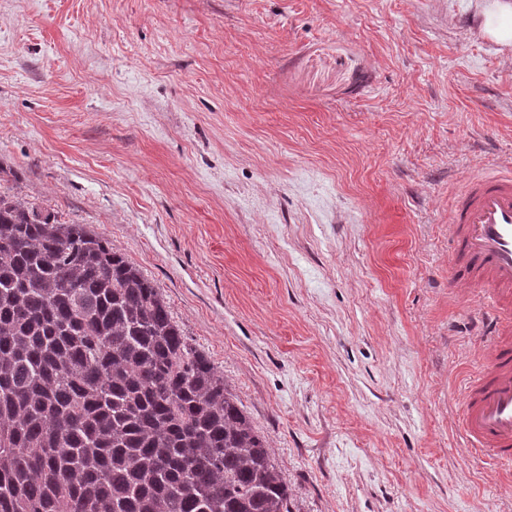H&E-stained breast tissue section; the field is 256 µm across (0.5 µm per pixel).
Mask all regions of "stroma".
Returning a JSON list of instances; mask_svg holds the SVG:
<instances>
[{
  "label": "stroma",
  "mask_w": 512,
  "mask_h": 512,
  "mask_svg": "<svg viewBox=\"0 0 512 512\" xmlns=\"http://www.w3.org/2000/svg\"><path fill=\"white\" fill-rule=\"evenodd\" d=\"M483 0H0V192L160 289L291 512H512L458 435L465 180L512 169Z\"/></svg>",
  "instance_id": "stroma-1"
}]
</instances>
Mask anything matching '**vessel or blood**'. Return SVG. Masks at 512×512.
<instances>
[{
    "instance_id": "1",
    "label": "vessel or blood",
    "mask_w": 512,
    "mask_h": 512,
    "mask_svg": "<svg viewBox=\"0 0 512 512\" xmlns=\"http://www.w3.org/2000/svg\"><path fill=\"white\" fill-rule=\"evenodd\" d=\"M481 288L487 345L465 389L460 434L474 455L512 466V170L469 182L449 224Z\"/></svg>"
}]
</instances>
